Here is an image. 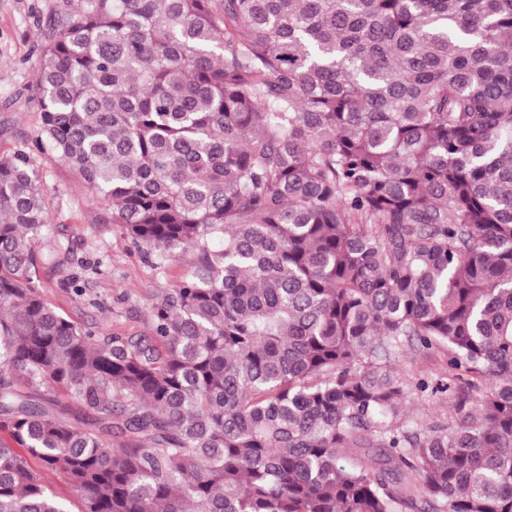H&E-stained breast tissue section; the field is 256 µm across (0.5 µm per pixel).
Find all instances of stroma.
<instances>
[{"label":"stroma","mask_w":512,"mask_h":512,"mask_svg":"<svg viewBox=\"0 0 512 512\" xmlns=\"http://www.w3.org/2000/svg\"><path fill=\"white\" fill-rule=\"evenodd\" d=\"M82 0H0V155L25 147L40 132L34 92L39 53L51 25L77 10ZM50 222L44 247H57L56 261L39 269L43 297L76 323L105 334L146 336L153 298L178 284L189 270L190 253H182L159 269L145 261L121 225L89 194L81 176L53 153L36 155ZM83 294L67 288L69 280ZM444 350L404 349L394 369L401 376L423 378L447 367ZM408 421L459 423L454 397L411 393L404 400Z\"/></svg>","instance_id":"stroma-1"}]
</instances>
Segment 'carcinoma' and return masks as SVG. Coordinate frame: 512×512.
Listing matches in <instances>:
<instances>
[{"label":"carcinoma","mask_w":512,"mask_h":512,"mask_svg":"<svg viewBox=\"0 0 512 512\" xmlns=\"http://www.w3.org/2000/svg\"><path fill=\"white\" fill-rule=\"evenodd\" d=\"M35 94L0 155V512H69L32 458L80 512H512V0H83ZM46 149L155 266L192 253L151 335L43 299ZM405 343L448 371L399 376ZM463 379L460 424L403 421ZM49 484L53 492L67 501V505L72 512H77L81 509V502L77 492L71 488L67 479L62 474L49 475Z\"/></svg>","instance_id":"obj_1"}]
</instances>
